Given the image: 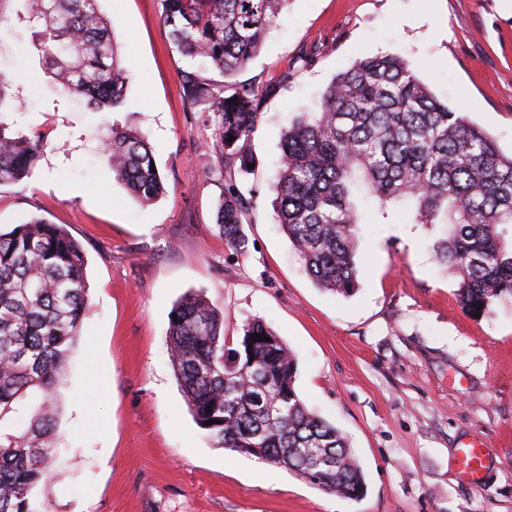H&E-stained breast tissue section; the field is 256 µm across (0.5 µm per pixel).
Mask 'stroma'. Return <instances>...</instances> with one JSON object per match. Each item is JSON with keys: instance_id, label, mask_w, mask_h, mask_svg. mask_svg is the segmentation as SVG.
I'll list each match as a JSON object with an SVG mask.
<instances>
[{"instance_id": "obj_1", "label": "stroma", "mask_w": 512, "mask_h": 512, "mask_svg": "<svg viewBox=\"0 0 512 512\" xmlns=\"http://www.w3.org/2000/svg\"><path fill=\"white\" fill-rule=\"evenodd\" d=\"M131 80L93 112L44 68L26 0L0 19V72L43 149L25 183L0 188V230L31 217L62 226L87 258L83 334L59 388L47 512H512V302L480 318L434 260L431 227L405 204L362 199L358 280L343 296L314 284L273 221L282 134L334 75L401 56L441 101L512 152V0H288L240 80L286 84L262 103L256 165L239 182L250 248L215 222L228 178L215 117L189 104L161 0H100ZM142 132L166 192L152 204L117 182L101 152L111 128ZM188 292L224 313V334L260 318L297 358L295 386L338 428L362 467L348 500L211 444L169 358V322ZM484 443L480 483L455 474L458 447Z\"/></svg>"}]
</instances>
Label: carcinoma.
Segmentation results:
<instances>
[{
  "instance_id": "obj_1",
  "label": "carcinoma",
  "mask_w": 512,
  "mask_h": 512,
  "mask_svg": "<svg viewBox=\"0 0 512 512\" xmlns=\"http://www.w3.org/2000/svg\"><path fill=\"white\" fill-rule=\"evenodd\" d=\"M27 2L61 91L95 111L121 107L127 67L100 0ZM161 2L177 51L224 76L221 90L186 73L185 96L216 116L224 167L249 173L248 142L261 99L274 86L236 77L259 54L288 0ZM18 111L12 80L0 73V186L29 179L43 147L39 136L15 128L11 115ZM280 149L273 217L318 287L344 296L358 290L362 187L382 205L412 202L414 223L440 227L434 257L456 274L462 310L483 316L512 298V154L436 98L408 61L377 55L336 74L317 110L283 133ZM103 152L132 197L148 205L165 194L145 136L112 129ZM248 207L228 179L216 224L240 253L248 247ZM86 265L83 248L57 224L33 217L0 231V424L13 420L29 393L41 396L25 428L0 427V512H45L32 492L52 490L58 386L81 336ZM174 314L171 362L196 423L216 446L341 498L364 494V473L346 438L300 398L294 352L268 324L246 321L231 346L224 315L202 295L183 296ZM262 334L270 341L259 340Z\"/></svg>"
}]
</instances>
